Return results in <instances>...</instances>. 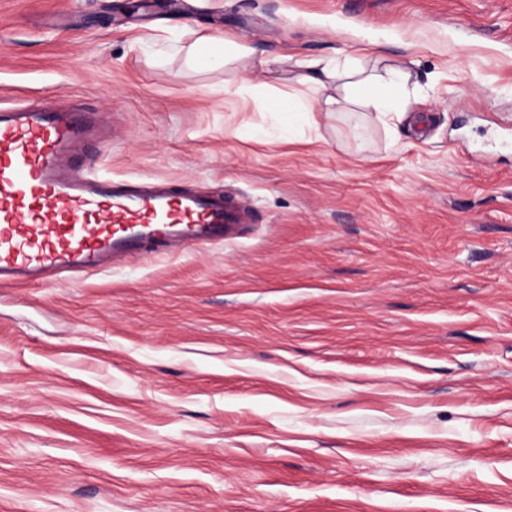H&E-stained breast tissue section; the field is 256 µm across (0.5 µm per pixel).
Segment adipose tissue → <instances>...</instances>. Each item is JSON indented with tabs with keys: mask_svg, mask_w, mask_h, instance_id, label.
Listing matches in <instances>:
<instances>
[{
	"mask_svg": "<svg viewBox=\"0 0 512 512\" xmlns=\"http://www.w3.org/2000/svg\"><path fill=\"white\" fill-rule=\"evenodd\" d=\"M298 83L316 96L308 102L294 97L273 107L284 127L292 129L307 120L313 111L340 114L348 106H357L377 114L379 119L402 118L403 95L410 80L405 68L395 65L378 74L333 58L299 62Z\"/></svg>",
	"mask_w": 512,
	"mask_h": 512,
	"instance_id": "adipose-tissue-1",
	"label": "adipose tissue"
}]
</instances>
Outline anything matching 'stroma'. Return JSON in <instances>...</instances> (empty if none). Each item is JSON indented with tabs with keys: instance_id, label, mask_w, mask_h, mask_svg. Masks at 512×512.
<instances>
[{
	"instance_id": "1",
	"label": "stroma",
	"mask_w": 512,
	"mask_h": 512,
	"mask_svg": "<svg viewBox=\"0 0 512 512\" xmlns=\"http://www.w3.org/2000/svg\"><path fill=\"white\" fill-rule=\"evenodd\" d=\"M222 31L252 59L186 65ZM318 58L406 67L404 118L283 136ZM38 98L241 220L0 286V512H512V0H0Z\"/></svg>"
}]
</instances>
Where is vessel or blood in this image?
<instances>
[{
    "label": "vessel or blood",
    "mask_w": 512,
    "mask_h": 512,
    "mask_svg": "<svg viewBox=\"0 0 512 512\" xmlns=\"http://www.w3.org/2000/svg\"><path fill=\"white\" fill-rule=\"evenodd\" d=\"M90 126L46 101L0 113V285L102 270L148 245L218 243L235 223L223 195L132 190L72 166Z\"/></svg>",
    "instance_id": "1"
}]
</instances>
